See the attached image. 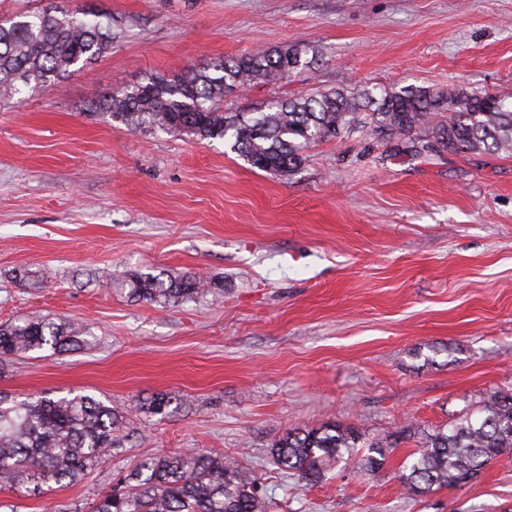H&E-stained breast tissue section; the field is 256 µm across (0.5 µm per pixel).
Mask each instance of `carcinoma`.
<instances>
[{"label":"carcinoma","mask_w":512,"mask_h":512,"mask_svg":"<svg viewBox=\"0 0 512 512\" xmlns=\"http://www.w3.org/2000/svg\"><path fill=\"white\" fill-rule=\"evenodd\" d=\"M117 38L109 16L57 3L1 18L0 99L23 102L36 87L59 85L72 67L107 54ZM307 54L293 45L219 59L172 78L152 74L130 88L102 93L90 110L135 131L222 139L252 167L279 175L296 169L309 145L333 142L359 127L402 152L430 140L461 153L512 151L509 94L342 88L269 101L247 112L224 111L225 96L308 67ZM129 286L133 297L166 305L195 299L207 283L197 275L164 280L148 272L131 274ZM77 345L78 331L44 317L0 325V364L47 346L62 352ZM124 427L123 416L90 395L17 401L0 394V486L39 497L54 484L74 483L122 447ZM391 447L387 439L366 443L355 428L327 423L286 433L270 456L280 470L311 482L341 462L377 469ZM358 448L366 453L357 455ZM510 456L512 392L498 391L480 407L421 432L402 487L418 495L465 485ZM92 512H265V495L258 478L237 462L186 451L142 461L97 499Z\"/></svg>","instance_id":"obj_1"}]
</instances>
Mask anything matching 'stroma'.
Masks as SVG:
<instances>
[{
	"label": "stroma",
	"mask_w": 512,
	"mask_h": 512,
	"mask_svg": "<svg viewBox=\"0 0 512 512\" xmlns=\"http://www.w3.org/2000/svg\"><path fill=\"white\" fill-rule=\"evenodd\" d=\"M122 37L23 103L0 101V324L44 316L78 347L15 357L0 392L95 396L124 448L18 512H67L118 473L188 449L239 461L267 512H512V460L426 495L401 487L406 442L368 471L307 483L270 459L327 422L366 438L429 430L512 390V153L401 154L370 130L316 143L277 176L223 140L134 131L88 104L146 75L258 49L310 67L224 100L237 112L315 90L462 87L512 94V0H65ZM135 272L200 274L162 307ZM168 414L144 409L156 394Z\"/></svg>",
	"instance_id": "35a3bbf8"
}]
</instances>
